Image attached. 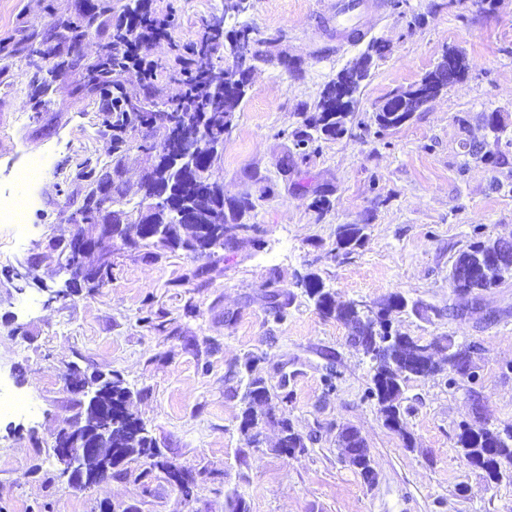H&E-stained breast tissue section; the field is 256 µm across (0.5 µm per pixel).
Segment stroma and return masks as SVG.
Listing matches in <instances>:
<instances>
[{"instance_id": "stroma-1", "label": "stroma", "mask_w": 512, "mask_h": 512, "mask_svg": "<svg viewBox=\"0 0 512 512\" xmlns=\"http://www.w3.org/2000/svg\"><path fill=\"white\" fill-rule=\"evenodd\" d=\"M98 2L0 0V44L16 50L0 58V184L29 158L45 160L22 238L0 224V387L33 405L0 415V512H226L232 493L246 512H512V483L488 484L456 447L462 421L512 425V280L471 313L448 278L471 243L512 236V0H367L355 38L337 31L331 0H247L236 15L224 0H146L173 18L169 36L143 50L157 77L145 84L131 66L120 81L159 108L185 90L169 67L190 61L216 20L257 41L261 59L211 169L225 204L252 201L248 229L199 258L115 245L110 281L75 293L58 256L76 230L94 235L75 224L81 174L112 160L109 99L85 87L82 66L111 45L131 0H112L80 41L52 32ZM375 40L389 51L363 83L347 133L298 148L326 84ZM450 48L471 61L465 77L401 127L380 128L385 99ZM493 112L497 135L484 125ZM487 143L504 161L477 156ZM346 224L363 227L364 242L344 254L336 242ZM309 272L341 301L372 306L400 293L423 304L393 312V332L477 345L474 378L453 382L442 370L405 383L412 446L385 426L369 395L372 363L350 328L322 316L300 287ZM74 364L120 375L162 460L195 476L190 499L161 470L141 478V460L72 486L52 440L82 409L68 381ZM252 374L305 436L302 455L277 451L274 424L259 426L256 445L241 433ZM346 425L368 445L374 484L339 454Z\"/></svg>"}]
</instances>
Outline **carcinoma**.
<instances>
[{"instance_id": "obj_1", "label": "carcinoma", "mask_w": 512, "mask_h": 512, "mask_svg": "<svg viewBox=\"0 0 512 512\" xmlns=\"http://www.w3.org/2000/svg\"><path fill=\"white\" fill-rule=\"evenodd\" d=\"M133 2L135 6L130 8V12L138 18L142 42L146 43L157 38L160 35V21L150 16L144 0H133ZM97 18V13L90 11L76 21H63L57 26L55 36L63 41L73 40L89 30ZM224 39V30L215 24L212 25L197 52V59L194 60L195 68L190 70L192 74L190 82L194 85V91L173 108V111L179 113L180 123L189 128L201 130L195 155V173L184 177L172 171V162L165 154L159 156V161L154 167L159 180L170 184L174 197L191 205L200 224H210L214 219V205L218 199L208 190L204 180L211 175V168L215 162V150L224 144V135L231 128L234 112L244 99L241 93L234 95L225 92V77L231 74V71L217 70L211 62L212 56L224 46ZM124 69L123 61L112 56L110 51L86 66L89 83L101 90L120 87L118 77ZM327 99V95H322L318 104L320 112L318 122L306 126V130L300 133L297 144L306 146L322 137L336 138L345 134L346 118L350 113L336 114L327 111ZM153 107L154 102L147 98L141 99L123 92L116 97L115 109L112 111V165L98 170L91 169L81 174V178L87 181L89 186L86 197L90 198L94 195V185L98 184L102 177L121 174L124 154L133 147L130 133L146 122V115ZM387 108L388 111L378 113L375 118L382 128H398L409 117L407 112L395 114L394 105L391 103L387 104ZM163 223H165V217L161 212L136 218L125 226V238L133 241L141 235L143 225ZM360 232L361 229L355 224L342 226L337 236V247L347 249L361 245ZM165 242L166 247L174 251H183L188 247L183 240L181 228L175 224L169 225ZM496 243L495 239L474 242L458 254L452 268L469 269V275L466 278L460 279L453 271L449 272L453 292L457 295L464 293L470 295L473 306L476 308L480 306L484 293L499 287L507 278H512V260L498 263L493 259ZM302 285L321 314L352 327L353 344L360 347L364 354L375 361L370 395L377 400L384 424L400 435L406 447H412V436L406 429L397 399L402 393L403 385L410 378L424 377L426 373L408 366L405 357L417 355L421 349L428 346L440 349L441 366L448 367V372L453 374L449 379V382L453 383L457 376L472 377L474 346L457 344L448 336H437L428 342L402 335L391 341L388 340L387 315L394 309L402 310L408 305L407 299L400 293L389 295L381 304L379 311L367 314L354 301L337 300L336 294L324 288L323 281L314 273L306 275ZM130 399L131 392L124 386L120 375H112V406L118 407L122 404L127 406ZM242 403L240 430L247 436L248 442L256 441L254 430L261 423L272 422L280 427L285 439V443L279 448L280 453L293 457L306 450L304 437L294 428L291 420L285 415L275 417L277 407L272 404L271 392L262 379L249 380ZM137 421L139 418L129 412L115 422L112 431L114 447H126L129 430ZM456 446L466 462L484 471L490 481L498 483L505 479L512 482V426L496 429L485 424L475 426L465 422L460 426ZM129 456H139L149 461V468L163 470L184 496L189 497L193 494L195 479L157 460L159 451L149 435L144 434L136 440L135 447L129 450Z\"/></svg>"}]
</instances>
